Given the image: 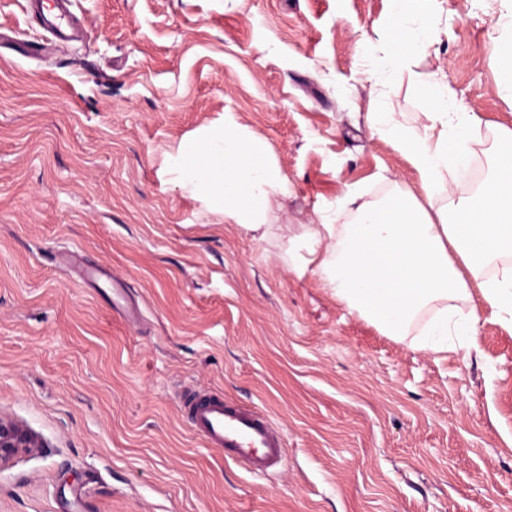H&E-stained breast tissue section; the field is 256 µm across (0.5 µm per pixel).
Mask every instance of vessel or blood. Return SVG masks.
<instances>
[{
	"label": "vessel or blood",
	"mask_w": 512,
	"mask_h": 512,
	"mask_svg": "<svg viewBox=\"0 0 512 512\" xmlns=\"http://www.w3.org/2000/svg\"><path fill=\"white\" fill-rule=\"evenodd\" d=\"M182 405L193 430L209 446L246 463L253 473L265 474L281 464L283 436L258 410L193 389L184 392Z\"/></svg>",
	"instance_id": "obj_1"
}]
</instances>
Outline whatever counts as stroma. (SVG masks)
<instances>
[{
    "mask_svg": "<svg viewBox=\"0 0 512 512\" xmlns=\"http://www.w3.org/2000/svg\"><path fill=\"white\" fill-rule=\"evenodd\" d=\"M53 37L0 0V417L39 447L0 466V512H512V324L476 281L470 352L385 335L278 253L332 212L421 196L367 114L421 130V80L478 116L473 156L512 129L492 57L502 0H434L437 33L370 81L392 0H68ZM235 113L290 183L266 238L170 183L169 154ZM122 282L112 307L69 260ZM195 386L285 440L264 475L181 417Z\"/></svg>",
    "mask_w": 512,
    "mask_h": 512,
    "instance_id": "35a3bbf8",
    "label": "stroma"
}]
</instances>
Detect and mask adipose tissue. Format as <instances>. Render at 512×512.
<instances>
[{
    "label": "adipose tissue",
    "mask_w": 512,
    "mask_h": 512,
    "mask_svg": "<svg viewBox=\"0 0 512 512\" xmlns=\"http://www.w3.org/2000/svg\"><path fill=\"white\" fill-rule=\"evenodd\" d=\"M393 0L389 23L397 38L385 49L373 78L382 83L416 49L432 45L429 9ZM428 102L420 135L406 138L385 113L371 112L375 133L390 140L419 175L422 198L395 197L356 210L354 223L331 217L289 237L285 258L299 270L316 266L336 298L385 335L411 337L415 349L439 354L475 345L476 321L458 306L468 279L479 280L485 300L512 316V129L496 138L491 172L481 192L428 211L424 198L447 185L469 159L468 133L479 119L459 111L446 84H423ZM171 181L197 195L212 215L257 233L268 231L271 200L289 193L287 177L264 142L234 116L179 145L168 165ZM333 246H325V239Z\"/></svg>",
    "instance_id": "obj_1"
}]
</instances>
